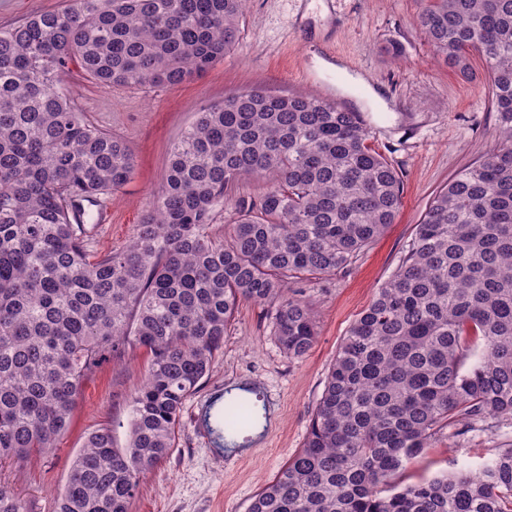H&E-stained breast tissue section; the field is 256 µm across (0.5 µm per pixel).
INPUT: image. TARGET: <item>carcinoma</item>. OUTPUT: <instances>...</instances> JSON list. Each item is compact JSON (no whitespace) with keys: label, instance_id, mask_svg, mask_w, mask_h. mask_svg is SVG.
<instances>
[{"label":"carcinoma","instance_id":"cac0c4a2","mask_svg":"<svg viewBox=\"0 0 512 512\" xmlns=\"http://www.w3.org/2000/svg\"><path fill=\"white\" fill-rule=\"evenodd\" d=\"M246 2L69 0L0 28V465L52 449L103 362L150 354L127 446L108 427L89 433L53 512H130L239 305L304 358L316 316L288 285L348 266L395 223L402 181L359 113L246 87L171 143L130 243L89 248L84 203L122 188L135 158L83 118L61 74L76 62L101 85H178L238 43ZM416 23L463 78H476L470 53L483 57L498 144L433 197L343 337L302 448L245 512H512V448L382 494L455 419L512 424V0H420ZM245 177L264 190L234 207L221 240L216 211ZM227 404L266 417L241 393ZM0 512L29 510L0 485Z\"/></svg>","mask_w":512,"mask_h":512}]
</instances>
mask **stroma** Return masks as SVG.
I'll return each instance as SVG.
<instances>
[{
  "label": "stroma",
  "mask_w": 512,
  "mask_h": 512,
  "mask_svg": "<svg viewBox=\"0 0 512 512\" xmlns=\"http://www.w3.org/2000/svg\"><path fill=\"white\" fill-rule=\"evenodd\" d=\"M419 0H248L238 45L204 75L175 86L102 87L78 71L61 82L85 119L121 136L135 157L130 181L88 207L90 248L125 247L159 189L173 140L197 112L250 86L282 93L334 94L360 112L369 143L396 169L402 183L398 216L385 233L345 270L317 284H300L316 312L318 337L309 354L291 360L276 347L260 308L242 304L216 353L213 368L185 404L174 448L141 482L131 512H245L251 497L302 448L309 420L336 350L350 325L396 269L415 226L435 196L463 168L495 145L496 114L489 78L473 58L475 80L466 81L434 58L416 24ZM301 23L307 39L294 41L290 27ZM403 53L387 54L390 44ZM333 47L336 56L324 55ZM352 63L385 101L372 108L349 82L328 86L335 66ZM149 360L144 350L107 362L84 383L68 430L47 455L27 467L0 468V484L28 504L29 512H53L76 453L87 435L110 427L116 447L127 444L129 401L141 385ZM254 384L271 406L262 433L241 445L249 459L225 470L195 425L198 406L225 391ZM433 443L393 479L406 486L446 470L473 468L490 449L512 446V426L493 432L462 433Z\"/></svg>",
  "instance_id": "obj_1"
}]
</instances>
